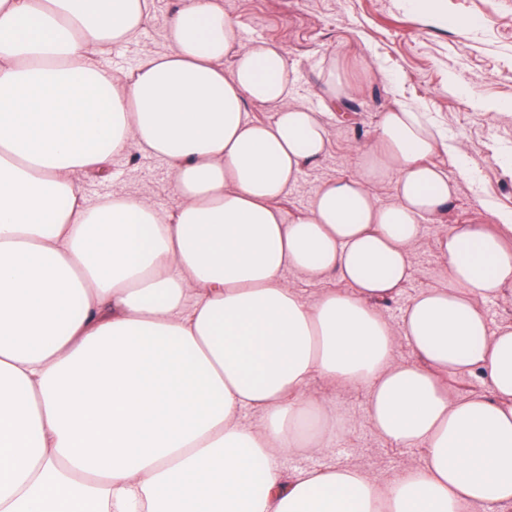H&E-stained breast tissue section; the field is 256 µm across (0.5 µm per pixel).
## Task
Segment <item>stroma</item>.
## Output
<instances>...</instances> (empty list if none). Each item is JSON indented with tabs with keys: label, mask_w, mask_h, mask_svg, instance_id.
I'll use <instances>...</instances> for the list:
<instances>
[{
	"label": "stroma",
	"mask_w": 512,
	"mask_h": 512,
	"mask_svg": "<svg viewBox=\"0 0 512 512\" xmlns=\"http://www.w3.org/2000/svg\"><path fill=\"white\" fill-rule=\"evenodd\" d=\"M154 2L140 36L105 59L113 73H132L145 49L163 48L176 0ZM224 10L238 23L243 42L266 39L284 49L292 103L324 110L318 73L332 58L351 87L347 103L354 119L324 111L328 150L303 168L280 200L285 212H305L319 184L353 173L356 154L393 102L416 105L447 130L455 150L441 153L437 162L457 181L458 192L442 220L424 221L421 245L411 255L412 275L383 304L390 320L400 323L412 296L447 282L436 253L445 225L493 224L498 215H512V0H444V23L412 13L405 0H224ZM83 188L93 202L139 193L163 211L179 203L167 163L138 152L113 165L108 176L85 175ZM323 395L343 419V430L330 454L288 456L283 469L351 463L390 475L420 462L421 449L394 448L376 434L366 416L365 391L327 388Z\"/></svg>",
	"instance_id": "stroma-1"
}]
</instances>
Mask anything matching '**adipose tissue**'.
Listing matches in <instances>:
<instances>
[{
	"mask_svg": "<svg viewBox=\"0 0 512 512\" xmlns=\"http://www.w3.org/2000/svg\"><path fill=\"white\" fill-rule=\"evenodd\" d=\"M150 7L0 0V512H512V315L483 312L512 308V217L448 225L446 286L393 324L382 303L457 192L446 134L388 106L355 173L287 214L329 132L290 103L285 51L243 43L224 0H178L165 49L112 73ZM135 151L168 162L176 211L89 202L82 174ZM288 271L345 287L308 299ZM317 380L366 390L378 435L422 464L283 471L331 451Z\"/></svg>",
	"mask_w": 512,
	"mask_h": 512,
	"instance_id": "adipose-tissue-1",
	"label": "adipose tissue"
}]
</instances>
